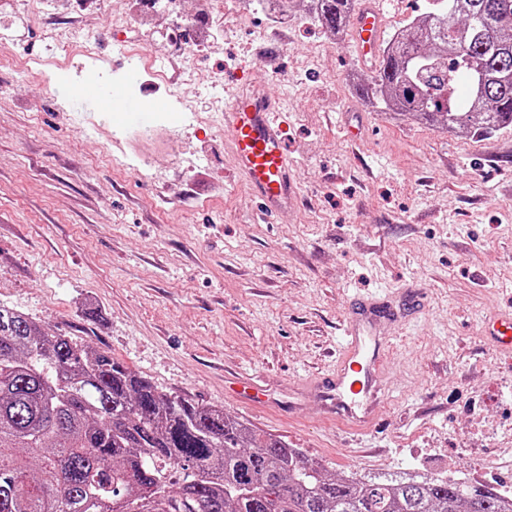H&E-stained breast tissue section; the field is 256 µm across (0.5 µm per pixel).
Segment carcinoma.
Segmentation results:
<instances>
[{
  "label": "carcinoma",
  "instance_id": "obj_1",
  "mask_svg": "<svg viewBox=\"0 0 512 512\" xmlns=\"http://www.w3.org/2000/svg\"><path fill=\"white\" fill-rule=\"evenodd\" d=\"M303 2L343 36L354 0ZM437 2L356 92L448 132L512 125V0ZM0 512H512V496L443 477H329L223 406L0 304Z\"/></svg>",
  "mask_w": 512,
  "mask_h": 512
}]
</instances>
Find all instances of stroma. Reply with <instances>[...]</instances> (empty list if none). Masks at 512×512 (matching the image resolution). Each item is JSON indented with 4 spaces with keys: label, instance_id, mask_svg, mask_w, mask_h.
Wrapping results in <instances>:
<instances>
[{
    "label": "stroma",
    "instance_id": "stroma-1",
    "mask_svg": "<svg viewBox=\"0 0 512 512\" xmlns=\"http://www.w3.org/2000/svg\"><path fill=\"white\" fill-rule=\"evenodd\" d=\"M38 8L0 0V304L327 473L411 468L512 489V355L481 330L512 311V126L451 134L360 97L350 77L370 70L300 0L285 27L261 0H167L92 55L72 36L97 22L82 0ZM219 14L214 45L168 36ZM132 70L133 93L168 106L147 138L73 95L88 73ZM240 88L283 108L297 194L270 224L216 124ZM396 288L425 309L392 343L376 428L354 436L303 386L329 367L354 295ZM239 373L262 380L265 410L225 392Z\"/></svg>",
    "mask_w": 512,
    "mask_h": 512
}]
</instances>
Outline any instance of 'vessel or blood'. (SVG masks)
Masks as SVG:
<instances>
[{
    "label": "vessel or blood",
    "mask_w": 512,
    "mask_h": 512,
    "mask_svg": "<svg viewBox=\"0 0 512 512\" xmlns=\"http://www.w3.org/2000/svg\"><path fill=\"white\" fill-rule=\"evenodd\" d=\"M384 26L382 0H361L352 19V38L362 66L375 65ZM78 97L101 111L121 113L126 123L142 127L151 122V112L128 97L125 86L104 88L90 78L81 85ZM223 131L236 171L262 199L265 211L286 207L294 197L290 179L293 160L272 103L256 93L236 94L224 107ZM421 307V300L391 291L352 301L342 323L336 365L311 381L309 391L355 433L370 431L385 384L393 335L404 329ZM485 332L498 352H512L511 313L489 322Z\"/></svg>",
    "instance_id": "1"
}]
</instances>
